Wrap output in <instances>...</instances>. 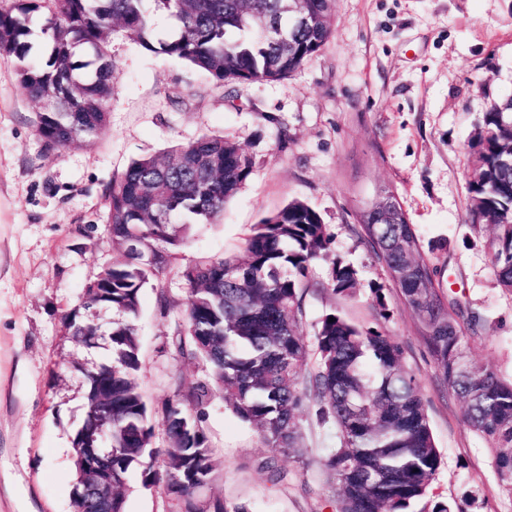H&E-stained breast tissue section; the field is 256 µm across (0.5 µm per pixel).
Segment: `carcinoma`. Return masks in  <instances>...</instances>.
I'll return each instance as SVG.
<instances>
[{
	"label": "carcinoma",
	"mask_w": 512,
	"mask_h": 512,
	"mask_svg": "<svg viewBox=\"0 0 512 512\" xmlns=\"http://www.w3.org/2000/svg\"><path fill=\"white\" fill-rule=\"evenodd\" d=\"M283 0H11L0 8V54L15 59L14 79L39 104L33 126L49 147L93 144L108 131L112 96V40L119 36L205 72L219 86L281 81L320 51L333 21L294 31L288 48L271 29L287 24ZM179 23L168 39H154L155 18ZM48 35L50 54L32 67L33 28ZM512 97L491 106L472 146L469 215L493 232L492 269L512 291ZM254 162L231 137L205 135L160 154L132 160L103 193L104 223L125 260L112 265V362L84 373L86 393L112 376V512H125L124 487L133 471L150 489L162 484L174 512H247L224 500L195 497L213 482L219 454L202 426L213 392L283 455L300 451L303 418L336 430L322 449V465L336 480V512H455L427 495L442 456L415 375L403 351L374 328L334 313L315 325L314 348L303 329V301L311 272L330 262L322 288L352 296L359 285L350 264L330 258L331 235L321 214L300 200L253 225L237 253L185 267L184 327L172 341L176 355L208 365L188 391L176 389L163 406L165 445L155 443L138 373L140 292L154 283L160 307L174 300L160 277L185 246L190 225L212 224L252 174ZM186 217L177 223L174 217ZM364 235L406 307L423 328L430 355L448 390L464 404V421L492 451L500 485L512 494V381L474 361L466 331L482 325L475 311L457 313L434 284V268L411 224H362ZM162 252L153 266L137 250ZM95 296L62 317L67 334L86 346ZM335 321H329V318Z\"/></svg>",
	"instance_id": "cac0c4a2"
}]
</instances>
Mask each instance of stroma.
I'll return each mask as SVG.
<instances>
[{
	"label": "stroma",
	"instance_id": "obj_1",
	"mask_svg": "<svg viewBox=\"0 0 512 512\" xmlns=\"http://www.w3.org/2000/svg\"><path fill=\"white\" fill-rule=\"evenodd\" d=\"M332 14L335 33L322 50L272 83L220 87L180 60L115 39L108 133L63 151L37 136L38 105L13 79L14 59L0 55V512L74 510L81 368L110 362L112 351L105 339L76 345L61 314L103 266L123 259L106 232L104 187L134 158L222 134L253 157L252 174L218 223L194 225L162 276L176 307L162 311L155 288L140 294L139 383L156 436L175 384L188 389L208 373L173 350L188 299L181 270L236 253L254 224L301 200L323 216L332 260L353 265L360 282L353 296L307 294L305 338L329 312L390 336L418 381L442 454L430 498L459 502L474 490L479 500L465 512H512L485 440L465 424L462 401L357 222L381 190L396 194L436 287L484 319L467 334L473 359L512 379V292L496 283L489 231L468 220L476 126L512 96V0H334ZM376 288L386 311L373 301ZM202 425L222 462L210 495L248 512H333L320 459L335 429L305 421L302 456H280L288 479L276 484L259 467L271 448L223 398L211 401Z\"/></svg>",
	"mask_w": 512,
	"mask_h": 512
}]
</instances>
